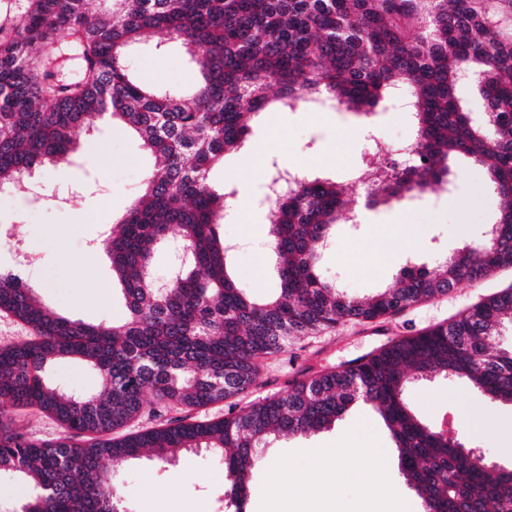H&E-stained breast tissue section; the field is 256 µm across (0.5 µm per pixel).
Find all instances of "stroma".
<instances>
[{
    "label": "stroma",
    "instance_id": "stroma-1",
    "mask_svg": "<svg viewBox=\"0 0 512 512\" xmlns=\"http://www.w3.org/2000/svg\"><path fill=\"white\" fill-rule=\"evenodd\" d=\"M156 36L145 34L131 60L141 78L189 88L199 74L180 44L156 50ZM251 136L240 152L226 156L210 173L213 188L240 193L249 189L255 203L230 208L220 227L231 244L230 272L256 298L275 294L279 283L276 257L268 248L262 186L272 166L301 167L310 173L350 182L362 160L372 157L378 139L400 144L412 132L402 104L363 120L317 103L297 109L267 110L250 121ZM451 191L429 189L420 198L364 212L359 224H340L319 258L323 278L339 279L346 295L369 297L395 285L405 265L438 267L439 258L477 239L501 201L485 188L482 169L464 158L450 160ZM154 168L140 139L120 125L94 118L85 145L70 163L38 170V202L8 198L0 190V224L15 225L33 254L26 266L15 254L0 251V269L19 271L41 302L59 316L91 324L124 318L125 299L112 264L96 244L115 229L119 216L142 193ZM106 291H99V284ZM512 286V267L488 279L463 283L447 294L420 302L392 316L365 324L300 336L261 362L262 374L252 399L281 395L302 370H327L369 353L400 336L449 323L473 305ZM411 409L434 421L449 435L480 449L487 462L512 464V405L492 400L463 381L444 376L413 381L406 394ZM261 464L250 487L248 512H388L385 502H371L363 477L380 469L397 496L399 512H423L422 501L400 469L389 430L370 404L356 402L330 428L307 436H276L260 449ZM338 464V478L325 481L319 494L301 493L282 501L275 475L283 473L315 482L318 472ZM126 512H233L220 502L231 483L220 455L179 453L173 463L141 458L116 467Z\"/></svg>",
    "mask_w": 512,
    "mask_h": 512
}]
</instances>
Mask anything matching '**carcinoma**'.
<instances>
[{
    "label": "carcinoma",
    "instance_id": "obj_1",
    "mask_svg": "<svg viewBox=\"0 0 512 512\" xmlns=\"http://www.w3.org/2000/svg\"><path fill=\"white\" fill-rule=\"evenodd\" d=\"M103 2L91 16L87 0H27L15 20L0 24L1 188L68 160L92 115L120 121L155 157L143 195L102 241L122 284L123 321L61 317L34 288L0 272V312L31 332L0 349V472L25 483L20 512H123L107 464L146 449L168 462L200 448L224 458L231 502L246 512L257 449L272 435L329 428L359 397L380 414L404 478L434 512H512V470L475 465L469 448L417 417L405 398L409 375L438 372L512 405V350L497 345L512 325V289L447 325L303 373L284 395L245 401L260 379V359L293 337L390 316L512 267V0ZM146 31L160 37L158 48L180 43L202 81L190 90L140 81L127 53ZM468 80L484 102L481 128L457 97ZM398 96L412 112L415 158L393 164L370 206L448 186V159L468 158L502 201L487 238L465 243L435 273L407 266L395 287L353 300L318 272L335 226L351 222L346 189L304 172L283 190L288 171L274 162L268 239L281 288L265 301L248 296L227 274L230 246L218 231L230 194L218 193L209 173L244 146L250 115L272 103L293 110L310 101L368 118ZM172 226L189 262L160 291L149 271ZM61 359L97 370L100 393L77 395L50 380L49 367ZM354 380L362 384L358 397ZM231 398L243 404L219 420L186 415L113 436L146 411H190ZM7 405L53 416L67 435L32 440L16 430Z\"/></svg>",
    "mask_w": 512,
    "mask_h": 512
}]
</instances>
